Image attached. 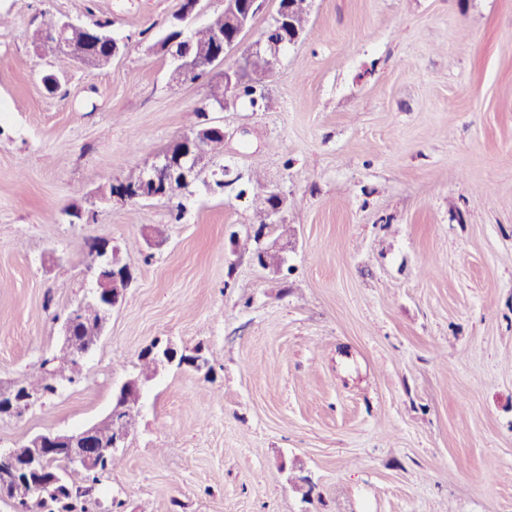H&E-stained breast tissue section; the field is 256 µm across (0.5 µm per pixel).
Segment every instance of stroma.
I'll use <instances>...</instances> for the list:
<instances>
[{
	"mask_svg": "<svg viewBox=\"0 0 512 512\" xmlns=\"http://www.w3.org/2000/svg\"><path fill=\"white\" fill-rule=\"evenodd\" d=\"M180 5L0 0V382L60 352L95 242L134 277L79 383L0 417V448L96 422L162 340L212 370L147 384L100 512H512V0H312L310 35L224 108L170 80ZM46 13L111 20L120 53L48 92ZM199 108L224 153L194 183L103 196ZM256 170L288 200L277 273L235 246Z\"/></svg>",
	"mask_w": 512,
	"mask_h": 512,
	"instance_id": "35a3bbf8",
	"label": "stroma"
}]
</instances>
